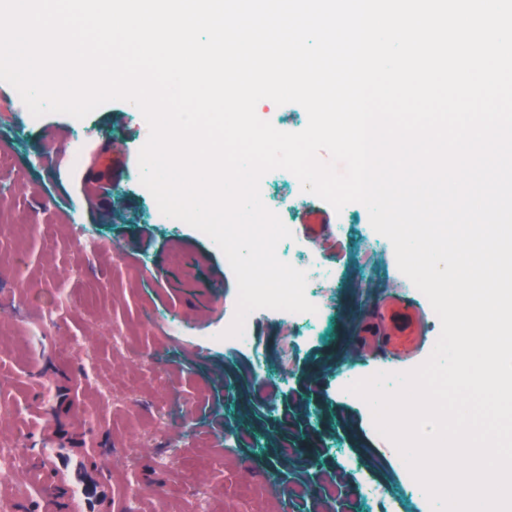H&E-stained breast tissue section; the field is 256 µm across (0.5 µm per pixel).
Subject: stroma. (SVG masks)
Returning a JSON list of instances; mask_svg holds the SVG:
<instances>
[{
  "label": "stroma",
  "instance_id": "35a3bbf8",
  "mask_svg": "<svg viewBox=\"0 0 512 512\" xmlns=\"http://www.w3.org/2000/svg\"><path fill=\"white\" fill-rule=\"evenodd\" d=\"M148 132L121 100L81 120L35 118L0 82V449L46 430L97 449L118 512H283L291 489L320 491L346 453L368 482L401 491V459L335 381L344 368L407 369L362 332L384 290L404 284L390 240L363 204L334 210L268 172L264 204L336 276L328 321L312 342L260 312L252 347L224 343L234 273L141 184ZM92 134L96 152L75 176L59 172L73 139ZM239 425L252 444L234 443ZM1 501L45 512L27 468L0 472Z\"/></svg>",
  "mask_w": 512,
  "mask_h": 512
}]
</instances>
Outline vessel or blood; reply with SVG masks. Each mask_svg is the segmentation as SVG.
<instances>
[{"mask_svg": "<svg viewBox=\"0 0 512 512\" xmlns=\"http://www.w3.org/2000/svg\"><path fill=\"white\" fill-rule=\"evenodd\" d=\"M385 327L383 349L394 360L416 357L424 349L423 305L409 292L387 294L378 307ZM89 450L44 441L35 453L34 472L45 480L47 505L63 493L64 512H113L112 480L98 465H90Z\"/></svg>", "mask_w": 512, "mask_h": 512, "instance_id": "vessel-or-blood-1", "label": "vessel or blood"}]
</instances>
